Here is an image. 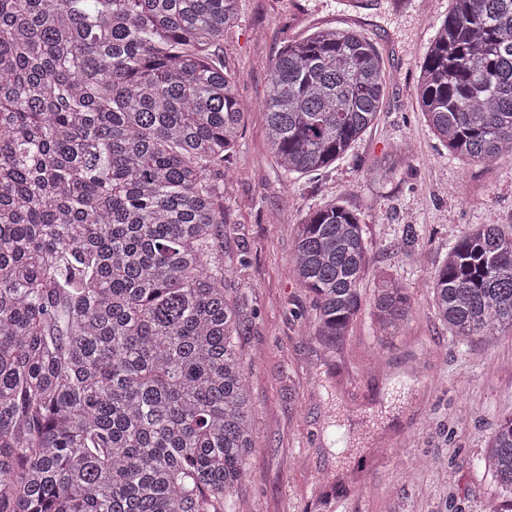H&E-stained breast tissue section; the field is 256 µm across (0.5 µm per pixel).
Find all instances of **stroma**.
Listing matches in <instances>:
<instances>
[{
  "label": "stroma",
  "instance_id": "obj_1",
  "mask_svg": "<svg viewBox=\"0 0 512 512\" xmlns=\"http://www.w3.org/2000/svg\"><path fill=\"white\" fill-rule=\"evenodd\" d=\"M300 2L306 19L297 25L290 0H240L224 38L252 106L217 179L233 266L225 286L255 358L250 477L227 512H489L503 497L482 458L493 429L512 416V332L490 346L458 341L425 280L456 236L479 224L512 229V160L456 157L420 110L418 62L447 7ZM352 5L387 73L382 110L345 159L285 179L260 111L270 66L288 41ZM384 168L389 177H379ZM335 200L362 217L370 271L407 284L412 316L384 343L362 313L332 353L304 335L313 302L287 267L296 224Z\"/></svg>",
  "mask_w": 512,
  "mask_h": 512
}]
</instances>
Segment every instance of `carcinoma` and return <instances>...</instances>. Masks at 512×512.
Masks as SVG:
<instances>
[{
	"label": "carcinoma",
	"instance_id": "cac0c4a2",
	"mask_svg": "<svg viewBox=\"0 0 512 512\" xmlns=\"http://www.w3.org/2000/svg\"><path fill=\"white\" fill-rule=\"evenodd\" d=\"M240 0H0V512H224L249 475L255 360L224 289L214 175L250 106L221 59ZM418 103L456 155L512 157V0H451ZM352 28L288 42L262 106L285 178L346 156L382 108ZM358 214L296 225L307 335L335 348L368 304L409 323L392 276L363 292ZM460 341L512 330V234L480 224L426 279ZM484 467L512 505V417Z\"/></svg>",
	"mask_w": 512,
	"mask_h": 512
}]
</instances>
